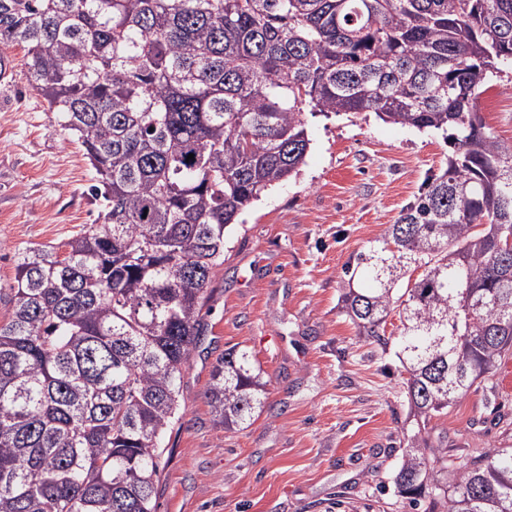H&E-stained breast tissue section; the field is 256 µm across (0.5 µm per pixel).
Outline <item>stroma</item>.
<instances>
[{
    "instance_id": "obj_1",
    "label": "stroma",
    "mask_w": 512,
    "mask_h": 512,
    "mask_svg": "<svg viewBox=\"0 0 512 512\" xmlns=\"http://www.w3.org/2000/svg\"><path fill=\"white\" fill-rule=\"evenodd\" d=\"M0 79V284L28 246L63 247L98 212L91 167L31 91L24 50L5 49ZM476 108L512 146V70L482 86ZM299 175L269 190L225 236L205 332L182 382V417L163 441L157 512H412L394 476L421 432L459 463L512 448V357L494 380L418 430L394 340L368 339L342 295L357 259L446 167L442 132L374 113L311 115ZM250 353L267 383L262 411L227 429L211 414V371L225 350Z\"/></svg>"
}]
</instances>
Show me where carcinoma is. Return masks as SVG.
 <instances>
[{"label": "carcinoma", "mask_w": 512, "mask_h": 512, "mask_svg": "<svg viewBox=\"0 0 512 512\" xmlns=\"http://www.w3.org/2000/svg\"><path fill=\"white\" fill-rule=\"evenodd\" d=\"M94 170L98 223L18 254L0 323V512H156L161 438L224 264L226 229L309 150L303 107L446 133L447 168L359 256L345 295L372 337L399 313L423 421L512 355V147L476 110L512 63V0H0V46ZM194 158L187 159L188 155ZM424 268L401 287L405 272ZM267 383L224 352L214 420ZM413 435L395 475L424 512H512V448L436 464Z\"/></svg>", "instance_id": "carcinoma-1"}]
</instances>
